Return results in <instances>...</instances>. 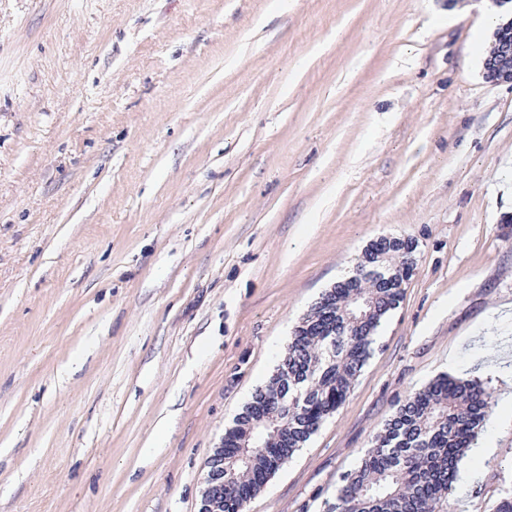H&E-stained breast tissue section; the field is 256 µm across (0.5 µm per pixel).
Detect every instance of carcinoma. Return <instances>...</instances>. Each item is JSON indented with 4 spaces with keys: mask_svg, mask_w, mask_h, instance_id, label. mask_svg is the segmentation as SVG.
Segmentation results:
<instances>
[{
    "mask_svg": "<svg viewBox=\"0 0 512 512\" xmlns=\"http://www.w3.org/2000/svg\"><path fill=\"white\" fill-rule=\"evenodd\" d=\"M412 254L396 251L380 265L358 262L356 272L317 301L296 326L271 382L224 433V506L246 512L281 466L346 400L373 352L374 336L402 298V289L380 282L397 276ZM336 314L334 335H322L317 320ZM298 378L280 415L283 432L272 448H238L236 441L263 414L265 401L281 394L287 375ZM489 393L476 381L441 375L414 392L394 412L359 466L343 476L336 512H442L459 462L475 445L489 408Z\"/></svg>",
    "mask_w": 512,
    "mask_h": 512,
    "instance_id": "1",
    "label": "carcinoma"
}]
</instances>
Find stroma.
Instances as JSON below:
<instances>
[{
  "mask_svg": "<svg viewBox=\"0 0 512 512\" xmlns=\"http://www.w3.org/2000/svg\"><path fill=\"white\" fill-rule=\"evenodd\" d=\"M491 0H0V512H199L294 326L381 236L415 270L246 512H329L396 409L480 377L512 493V86ZM484 69L489 80L512 85V30L498 34L495 50L485 59Z\"/></svg>",
  "mask_w": 512,
  "mask_h": 512,
  "instance_id": "stroma-1",
  "label": "stroma"
}]
</instances>
